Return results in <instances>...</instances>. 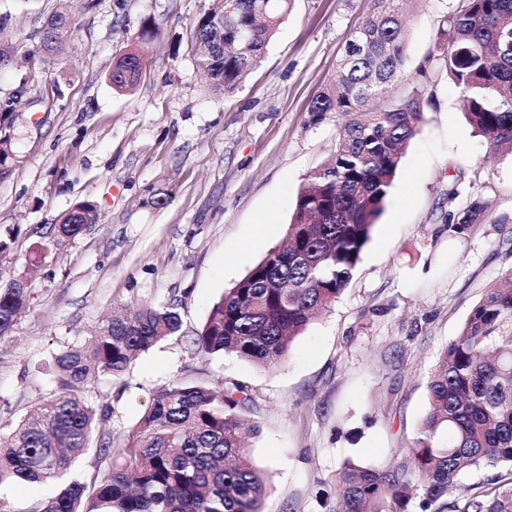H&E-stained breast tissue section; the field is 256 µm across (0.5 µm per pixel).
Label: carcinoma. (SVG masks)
Returning a JSON list of instances; mask_svg holds the SVG:
<instances>
[{
  "instance_id": "cac0c4a2",
  "label": "carcinoma",
  "mask_w": 512,
  "mask_h": 512,
  "mask_svg": "<svg viewBox=\"0 0 512 512\" xmlns=\"http://www.w3.org/2000/svg\"><path fill=\"white\" fill-rule=\"evenodd\" d=\"M289 2L232 0L227 15L225 0H217L191 21V53L213 91L233 93L259 67ZM371 2L350 33L333 82L309 105L317 121L336 115L335 147L298 191L285 244L225 292L192 336L182 332L179 305L145 302L133 316L105 317L86 346L55 357L61 391L0 445V484L58 486L30 512H262L265 482L246 459L247 439L258 427L245 416L251 401L245 385L173 381L121 439L105 429L112 412L97 413L84 394L102 379L119 378L136 354L173 337L198 353L232 354L274 369L311 317L349 285L433 98L424 65V80L392 91L408 64L404 0ZM71 28V15L52 14L38 52L57 55ZM153 36L148 21L138 44L113 64V89L136 88ZM426 61L458 89L471 126L512 153V0H457ZM15 163L10 139L0 137L3 176ZM445 195L454 204L444 217L448 232L461 235L488 220L482 196H462L461 176L448 181ZM97 215L96 205L83 201L61 223L33 229L29 264L38 263L49 244L81 235ZM29 288L24 274L0 283V336L13 329ZM427 390L430 409L405 461L378 468L348 459L338 470L340 512H512L511 266L470 309ZM93 443L108 471L91 490L69 474ZM486 469L494 473L469 488L464 504L448 501L460 477Z\"/></svg>"
}]
</instances>
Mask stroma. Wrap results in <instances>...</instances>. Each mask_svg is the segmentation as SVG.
<instances>
[{
  "mask_svg": "<svg viewBox=\"0 0 512 512\" xmlns=\"http://www.w3.org/2000/svg\"><path fill=\"white\" fill-rule=\"evenodd\" d=\"M211 3L0 0V42L15 48L0 70V103H13L0 132L18 159L0 179V233L14 236L0 277L23 272L31 228L59 223L82 201L98 209L95 224L31 273L29 303L0 337V434L58 393L55 356L85 345L113 309L175 302L185 332L195 331L281 244L298 190L333 147L335 121L313 120L308 106L371 0H292L260 67L229 95L210 90L190 51V23ZM456 3L413 5L405 82L416 81ZM64 8L73 17L64 52L33 57L43 20ZM148 20L157 35L141 82L118 92L112 62ZM457 174L492 215L460 238L442 220ZM502 214L512 216V155L474 135L456 87L440 80L350 284L282 365L264 370L168 340L86 396L111 407L109 429L123 436L171 381L242 382L260 428L250 460L267 474L263 512H333L345 460L385 467L405 458L441 352L484 285L512 266Z\"/></svg>",
  "mask_w": 512,
  "mask_h": 512,
  "instance_id": "obj_1",
  "label": "stroma"
}]
</instances>
